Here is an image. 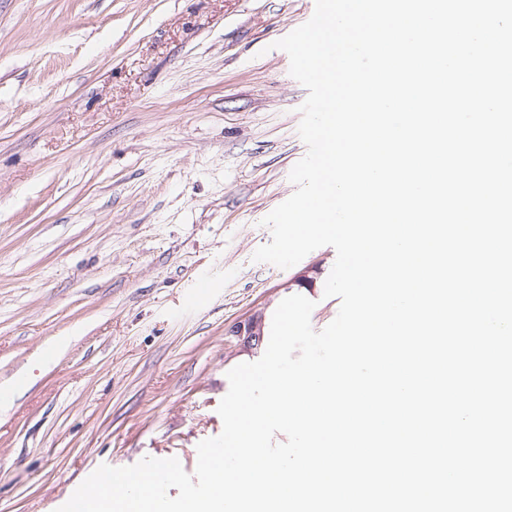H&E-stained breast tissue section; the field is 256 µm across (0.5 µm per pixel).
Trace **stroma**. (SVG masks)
Wrapping results in <instances>:
<instances>
[{"mask_svg": "<svg viewBox=\"0 0 512 512\" xmlns=\"http://www.w3.org/2000/svg\"><path fill=\"white\" fill-rule=\"evenodd\" d=\"M315 0H0V512H56L100 465L218 436L229 333L308 285L332 247L254 261L296 190L307 89L275 41ZM209 293L193 300L195 288Z\"/></svg>", "mask_w": 512, "mask_h": 512, "instance_id": "stroma-1", "label": "stroma"}]
</instances>
